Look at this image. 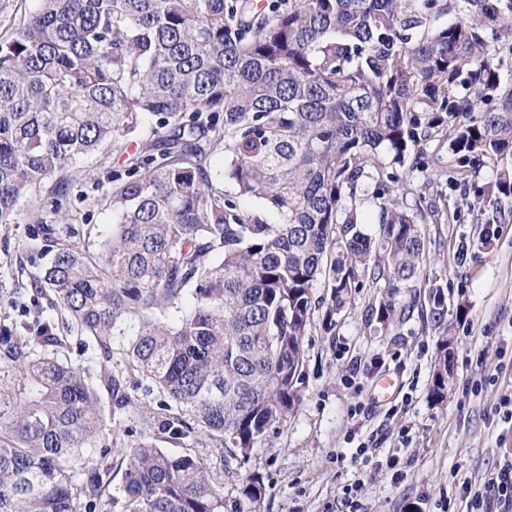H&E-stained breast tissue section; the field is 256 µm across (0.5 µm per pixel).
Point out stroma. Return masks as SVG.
<instances>
[{
	"label": "stroma",
	"mask_w": 512,
	"mask_h": 512,
	"mask_svg": "<svg viewBox=\"0 0 512 512\" xmlns=\"http://www.w3.org/2000/svg\"><path fill=\"white\" fill-rule=\"evenodd\" d=\"M448 152L407 179V206L434 205L423 221V263L396 299L403 317L380 325L368 315L379 291L365 288L327 328L315 309L305 338L302 400L287 423L248 459L226 462L208 438L195 444L211 476L260 473L265 512H467L465 483L483 486L512 462V208L482 195L496 178L486 165L468 180ZM490 235L492 251L472 245ZM26 227L0 224V280L12 282L29 259ZM443 286L454 338L453 386L444 404L429 396L439 331L429 286ZM397 376L389 400L374 397L382 375ZM373 455L356 457L358 445ZM357 495H350L352 485Z\"/></svg>",
	"instance_id": "1"
}]
</instances>
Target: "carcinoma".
Wrapping results in <instances>:
<instances>
[{
	"mask_svg": "<svg viewBox=\"0 0 512 512\" xmlns=\"http://www.w3.org/2000/svg\"><path fill=\"white\" fill-rule=\"evenodd\" d=\"M22 2L0 0V224L27 222L47 261L9 292L22 318L0 314V512H264L262 477L227 494L189 445L245 459L288 421L315 309L331 324L381 285L371 316L393 319L424 250L404 185L428 152L500 166L485 193L512 196V0ZM146 114L125 168L81 198L113 224L77 223L62 200L86 177L78 159L125 151ZM28 286L57 319L20 302ZM429 298L442 404L454 339L444 287ZM140 397L156 403L149 434L116 464L118 417Z\"/></svg>",
	"mask_w": 512,
	"mask_h": 512,
	"instance_id": "carcinoma-1",
	"label": "carcinoma"
}]
</instances>
